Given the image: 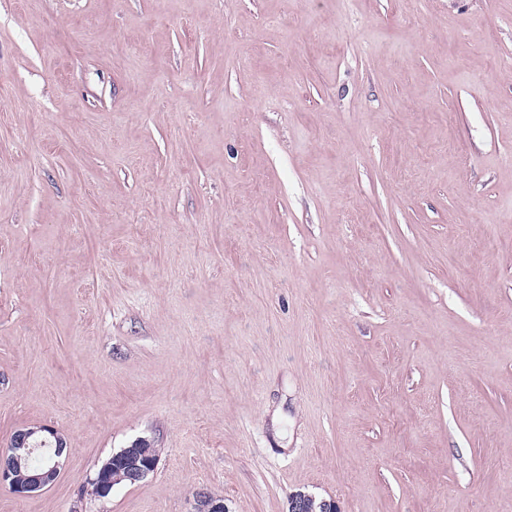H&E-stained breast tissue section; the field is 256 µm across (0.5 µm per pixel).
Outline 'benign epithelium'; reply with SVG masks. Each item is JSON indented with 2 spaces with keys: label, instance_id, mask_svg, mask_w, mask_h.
I'll return each mask as SVG.
<instances>
[{
  "label": "benign epithelium",
  "instance_id": "benign-epithelium-1",
  "mask_svg": "<svg viewBox=\"0 0 512 512\" xmlns=\"http://www.w3.org/2000/svg\"><path fill=\"white\" fill-rule=\"evenodd\" d=\"M139 439L128 448L112 455L102 468L94 473L88 484L92 494L102 499L112 492V487L121 479L138 483L153 473L159 460L152 457L133 458L132 451L141 446ZM11 453L0 456V485H7L20 496H31L53 485L64 464V450L67 448L65 438L48 424H33L18 428L11 436L9 445ZM43 451L48 457L33 473H23L21 461L33 453ZM315 497L305 493H293L288 498V512H313L310 509ZM192 512H227L224 498L208 491L199 490L194 496Z\"/></svg>",
  "mask_w": 512,
  "mask_h": 512
}]
</instances>
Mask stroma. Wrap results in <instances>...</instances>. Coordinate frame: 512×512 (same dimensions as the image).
<instances>
[{"label":"stroma","mask_w":512,"mask_h":512,"mask_svg":"<svg viewBox=\"0 0 512 512\" xmlns=\"http://www.w3.org/2000/svg\"><path fill=\"white\" fill-rule=\"evenodd\" d=\"M508 58L512 0H0V452L70 447L0 512H512ZM8 448L11 453L1 454L0 458V485H8L20 496H31L57 481L67 453L64 454L67 442L54 427L33 424L16 429ZM38 451L48 454L41 465L42 455H32ZM27 458L29 468L40 466L39 470L24 474L21 461ZM144 441L136 440L130 447L112 454V458L94 473L93 478L89 479L88 484L92 487V494L100 499L105 498L111 494L112 487L117 481L126 479L135 484L156 470L159 459H153L150 456L133 458L132 451L134 448H141Z\"/></svg>","instance_id":"35a3bbf8"}]
</instances>
